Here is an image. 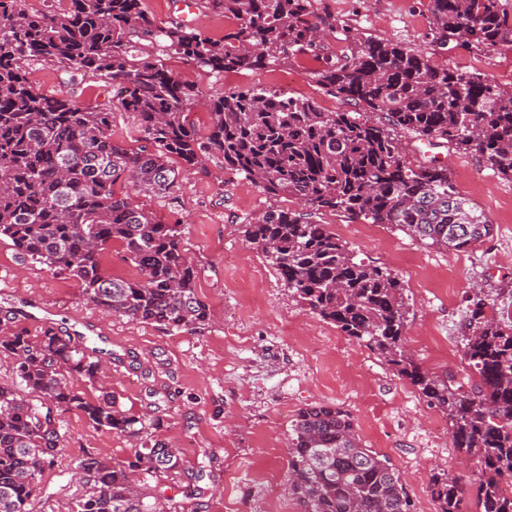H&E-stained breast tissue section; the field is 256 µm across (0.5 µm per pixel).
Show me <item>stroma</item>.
<instances>
[{
    "label": "stroma",
    "instance_id": "obj_1",
    "mask_svg": "<svg viewBox=\"0 0 512 512\" xmlns=\"http://www.w3.org/2000/svg\"><path fill=\"white\" fill-rule=\"evenodd\" d=\"M155 23L184 21L212 34L222 13L178 9L176 0H144ZM317 13L346 22L365 37L401 42L434 63L475 73L512 88V48L480 52L458 44L433 51L430 0H316ZM163 62L201 92L212 94L263 85L313 98L326 112L341 103L324 95L308 73L315 58L300 56L283 71L214 74L174 57ZM42 91L75 93L86 103L111 100V81L76 76L63 83L57 68H30ZM402 138L412 164L447 165L461 194L494 230L468 251L439 250L397 228L349 220L326 212V224L358 259L390 268L409 298L406 346L423 368L468 374L460 338L468 323V298L482 286L490 313L512 320V180L477 155ZM163 224L179 225L182 244L197 269L196 288L209 306L205 329L169 330L129 320L89 301L79 282L44 265L22 262L11 241L0 239V335L41 328L26 319L32 304L51 311L55 329L71 331L87 320L108 335L105 382L122 409L141 416L155 438L178 449L181 467L147 490L167 512H308L288 490L290 425L299 410L333 405L350 413L363 445L390 459L410 495L413 512H439L431 493L438 474L471 475L473 461L454 448L447 417L419 392L335 325L301 306L265 257L244 238L248 220L269 201L221 159L182 173L173 194L138 196ZM60 434L55 464L39 476L30 512H67L86 491L76 473L83 452L124 460L126 438L92 427L75 410L56 411Z\"/></svg>",
    "mask_w": 512,
    "mask_h": 512
}]
</instances>
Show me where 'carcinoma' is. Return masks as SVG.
Segmentation results:
<instances>
[{"mask_svg": "<svg viewBox=\"0 0 512 512\" xmlns=\"http://www.w3.org/2000/svg\"><path fill=\"white\" fill-rule=\"evenodd\" d=\"M0 0V238L19 255L77 279L93 303L131 321L195 331L211 321L196 290L197 273L177 224H162L117 183L137 194L173 193L181 173L207 155L254 182L272 201L245 225L285 286L309 311L334 324L407 380L450 422L453 445L477 464L472 485L479 512H512V321L487 316L488 298L472 296L464 361L477 381L423 368L406 347L409 303L390 269L356 256L316 215L336 212L395 226L428 246L465 252L493 225L457 189L448 168L412 165L397 133L411 131L479 155L512 179V92L477 75L437 68L397 42L362 38L314 10V0H201L232 21L214 39L179 22L160 27L143 0ZM433 43L480 50L512 45L503 0H432ZM336 33L347 51L323 56ZM172 54L221 74L274 69L306 54L325 57L309 72L347 109L260 86L206 96L167 67ZM51 64L66 74L106 79L119 89L107 104L47 94L26 70ZM204 104L200 135L188 112ZM135 115L143 144L112 139V110ZM118 243L142 279L108 275L104 253ZM16 386H0V512H30L38 476L54 463L59 433L53 409L76 410L97 428L132 442L123 462L85 453L78 468L89 491L72 512H163L135 485L180 467L176 449L146 431L107 391L96 387L101 360L52 328L0 336ZM34 395L27 399L22 391ZM292 490L309 512H411L394 465L362 445L349 413L332 405L300 410L291 423ZM459 478L432 480L440 512H463Z\"/></svg>", "mask_w": 512, "mask_h": 512, "instance_id": "obj_1", "label": "carcinoma"}]
</instances>
